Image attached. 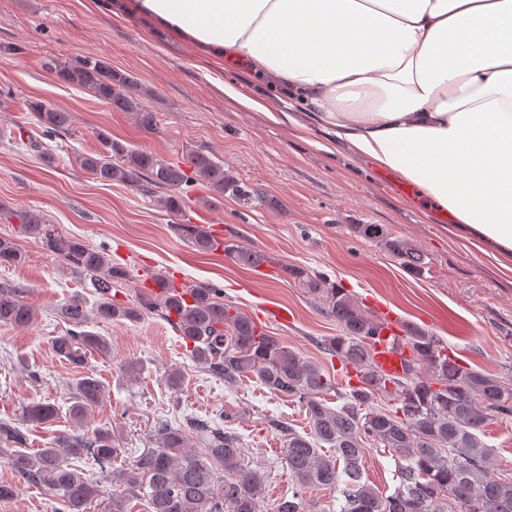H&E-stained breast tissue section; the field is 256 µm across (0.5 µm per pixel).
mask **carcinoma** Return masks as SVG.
<instances>
[{"label":"carcinoma","mask_w":512,"mask_h":512,"mask_svg":"<svg viewBox=\"0 0 512 512\" xmlns=\"http://www.w3.org/2000/svg\"><path fill=\"white\" fill-rule=\"evenodd\" d=\"M52 68L60 81L130 114L143 132H156L157 115L142 102L151 91L129 72L112 68L107 57L56 61ZM28 110L44 138L74 135L70 113L42 101L29 103ZM96 137L101 149L78 156L81 169L97 182H121L143 194H156L159 204L173 215L182 214L185 188L195 184L242 206L280 207L276 198L224 169L211 152L193 151L181 164L152 151L129 148L106 129ZM13 219L23 236L61 256L90 280L98 295L91 310L79 296L57 306V317L67 325L62 334L51 337L59 357L85 365L87 354L109 351L107 339L89 330L90 326L121 319L136 322L156 314L185 341L190 358L214 376L226 383L253 378L271 393L305 408L308 437L274 423L286 437L283 456L294 489L291 496L277 501L273 512H512V478L497 476V455L481 439L490 423L512 416V386L493 374L449 361L435 336L406 326L399 343L409 356L403 373L389 376L372 356L373 341L381 329L378 320L346 289L301 267H284L322 301L326 315L340 326L341 334L329 339L325 350L343 369H351L357 381L347 380L345 392L338 394L343 403L333 408L324 396L336 389L335 379L257 329L251 316L224 301V290L205 284L172 286L159 294L141 292L133 302H119L112 287L129 280V273L112 263L106 252L61 235L39 211L14 210L0 203V220ZM351 228L357 237L402 260L410 271L423 270L419 250L384 225L353 224ZM176 229L200 253L219 247L201 224H178ZM224 253L253 269L273 262L262 251L229 241ZM25 260L15 239L0 235V265L15 267ZM33 319L34 310L22 300L20 288L0 282V323L26 326ZM103 391L94 373L78 378L68 407L76 429L33 454L26 451L27 435L21 426L55 420L60 415L58 405L34 399L21 406L20 424L0 422V450L9 452L17 480L49 491L56 501L54 512H90L99 496V482L87 476L85 469L107 473L124 452L112 434V424L85 429ZM378 398L392 407L376 408ZM193 434L201 440L199 450L189 445ZM370 441L388 449L395 461L399 485L386 497L364 479ZM112 481L121 487L112 494V512H131L128 503L134 499L146 502V512H263L264 472L244 464L238 436L214 421L160 422L155 447L112 476ZM327 488L340 494L339 508L311 496Z\"/></svg>","instance_id":"carcinoma-1"}]
</instances>
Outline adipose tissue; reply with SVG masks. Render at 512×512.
<instances>
[{
	"mask_svg": "<svg viewBox=\"0 0 512 512\" xmlns=\"http://www.w3.org/2000/svg\"><path fill=\"white\" fill-rule=\"evenodd\" d=\"M298 97L512 273V0H131Z\"/></svg>",
	"mask_w": 512,
	"mask_h": 512,
	"instance_id": "adipose-tissue-1",
	"label": "adipose tissue"
}]
</instances>
